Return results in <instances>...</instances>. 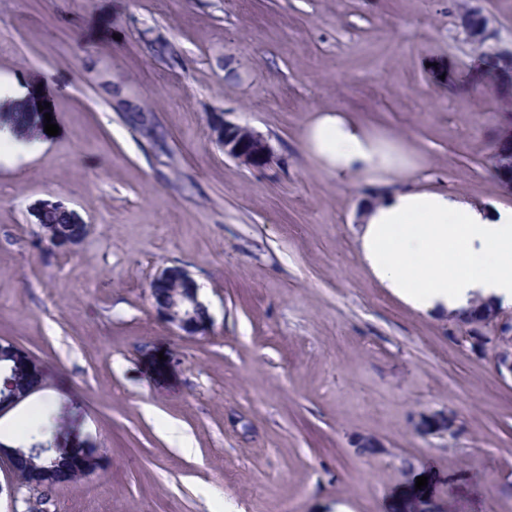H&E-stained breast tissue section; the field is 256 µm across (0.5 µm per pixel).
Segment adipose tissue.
<instances>
[{
	"label": "adipose tissue",
	"mask_w": 512,
	"mask_h": 512,
	"mask_svg": "<svg viewBox=\"0 0 512 512\" xmlns=\"http://www.w3.org/2000/svg\"><path fill=\"white\" fill-rule=\"evenodd\" d=\"M303 143L340 183L382 182L415 167L397 140L338 111L320 114ZM360 214V259L413 310L452 318L479 302L512 307V207L409 185L364 199Z\"/></svg>",
	"instance_id": "ef3b65f1"
}]
</instances>
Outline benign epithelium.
Masks as SVG:
<instances>
[{"label":"benign epithelium","mask_w":512,"mask_h":512,"mask_svg":"<svg viewBox=\"0 0 512 512\" xmlns=\"http://www.w3.org/2000/svg\"><path fill=\"white\" fill-rule=\"evenodd\" d=\"M488 19L474 8L458 15L459 26L475 42L488 39ZM211 132L224 154L249 169H264L270 166L273 152L267 139L247 125L217 119L211 125ZM152 283L179 289L183 299L172 304L155 308V312L166 323L189 335H205L210 324V314L199 317L197 311L205 308L199 299L198 288L189 275L181 268L163 269ZM465 325V335L458 340L477 358L490 357L495 369L503 376L512 377V310H497L483 317L470 314L464 318L448 320V329L455 331V324ZM420 426L428 431L457 432V422L449 413H430L421 418Z\"/></svg>","instance_id":"1"}]
</instances>
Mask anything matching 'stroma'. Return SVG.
I'll return each instance as SVG.
<instances>
[{
    "instance_id": "stroma-1",
    "label": "stroma",
    "mask_w": 512,
    "mask_h": 512,
    "mask_svg": "<svg viewBox=\"0 0 512 512\" xmlns=\"http://www.w3.org/2000/svg\"><path fill=\"white\" fill-rule=\"evenodd\" d=\"M460 0H0V108L48 103L58 135L0 160V342L40 365L60 444L102 471L49 512H512V379L360 261L359 202L302 147L339 110L414 152L427 185L512 206L492 170L496 93L474 85ZM512 48V0H470ZM173 54L160 57L154 39ZM148 106L154 155L105 90ZM247 125L274 161L216 145ZM88 225L51 248L47 205ZM183 268L207 335L148 286ZM455 416V435L422 414ZM374 449H364L365 439ZM211 132L224 154L249 169L270 166L273 152L267 139L247 125L216 119ZM151 283L179 288V292L184 296L182 300H176L170 305L153 306L158 316L166 323L189 335L203 336L207 333L210 324L208 308L199 299L198 288L194 281L183 269L178 267L165 268ZM200 309H204V318H200L197 314Z\"/></svg>"
}]
</instances>
